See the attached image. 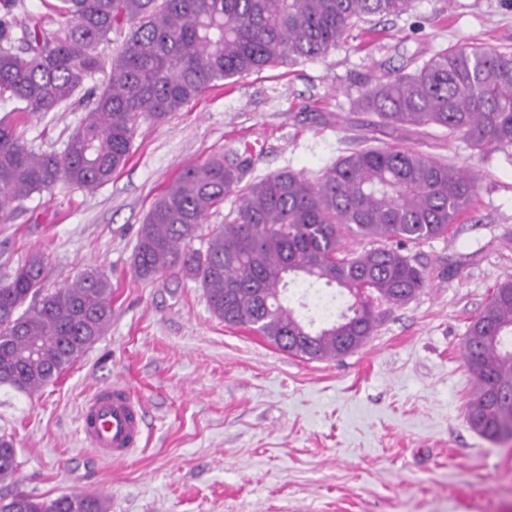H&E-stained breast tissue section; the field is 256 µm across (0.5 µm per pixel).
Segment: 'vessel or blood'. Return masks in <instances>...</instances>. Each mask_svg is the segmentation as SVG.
<instances>
[{
  "label": "vessel or blood",
  "mask_w": 512,
  "mask_h": 512,
  "mask_svg": "<svg viewBox=\"0 0 512 512\" xmlns=\"http://www.w3.org/2000/svg\"><path fill=\"white\" fill-rule=\"evenodd\" d=\"M144 429L141 401L124 386L98 388L86 402L78 425L84 445L100 457L126 460L139 448Z\"/></svg>",
  "instance_id": "b4317fda"
}]
</instances>
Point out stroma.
<instances>
[{
  "label": "stroma",
  "instance_id": "obj_1",
  "mask_svg": "<svg viewBox=\"0 0 512 512\" xmlns=\"http://www.w3.org/2000/svg\"><path fill=\"white\" fill-rule=\"evenodd\" d=\"M466 42L512 51V0H414L409 14L373 17L325 59L210 88L142 122L110 182L31 194L0 224V268L41 253L47 288L88 267L112 280V325L93 348L33 397L0 391V427L19 462L16 484L0 483V494H101L110 512H512V441L466 423L475 380L461 355L470 321L512 275V163L471 155L440 129L371 127L351 108L374 63L399 67L413 52ZM84 115L31 117L26 139L63 151ZM364 141L464 168L479 192L447 234L408 245L425 288L404 305L376 304L379 326L353 353L289 355L224 325L197 284L135 276L139 226L183 168L231 146L252 157L246 181L283 169L312 178ZM286 297L306 320L319 319L322 302H352L300 279ZM114 384L134 392L146 420L141 447L119 463L77 432L85 401Z\"/></svg>",
  "mask_w": 512,
  "mask_h": 512
}]
</instances>
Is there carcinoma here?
Wrapping results in <instances>:
<instances>
[{
	"mask_svg": "<svg viewBox=\"0 0 512 512\" xmlns=\"http://www.w3.org/2000/svg\"><path fill=\"white\" fill-rule=\"evenodd\" d=\"M413 0H46L19 20L0 0V223L21 201L65 180L94 190L127 162L137 128L195 101L209 86L276 64L321 59L373 15L399 17ZM122 34L119 51L100 45ZM98 74L99 85H85ZM85 91L86 116L64 151L25 140L30 114L57 112ZM375 124L448 131L471 154L512 151V52L458 44L394 69L372 66L352 100ZM251 157L234 149L185 168L140 225L131 267L142 279L174 272L204 289L211 312L279 350L309 360L345 356L374 334V303L413 300L427 273L404 253L448 232L469 213L474 176L412 147L364 146L320 178L290 170L242 184ZM237 194L217 227L212 211ZM383 240L361 253L349 236ZM202 247H194V241ZM41 254L0 280V387L32 397L70 368L112 324V282L89 268L45 287ZM334 285L353 303L316 328L286 303L289 280ZM476 380L464 417L492 441L512 438V276L498 282L462 342ZM18 449L0 434V483L14 480ZM0 512H109L107 499L0 495Z\"/></svg>",
	"mask_w": 512,
	"mask_h": 512,
	"instance_id": "cac0c4a2",
	"label": "carcinoma"
}]
</instances>
